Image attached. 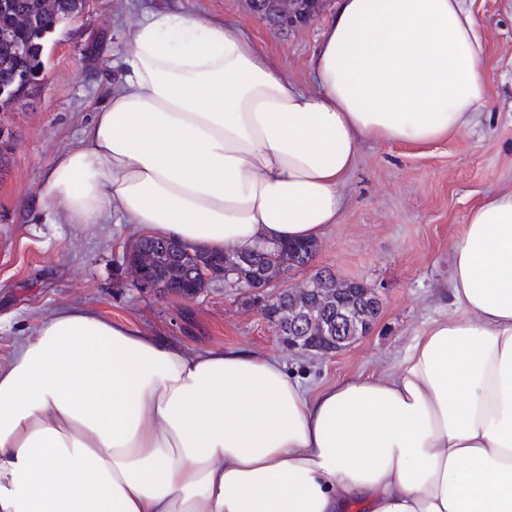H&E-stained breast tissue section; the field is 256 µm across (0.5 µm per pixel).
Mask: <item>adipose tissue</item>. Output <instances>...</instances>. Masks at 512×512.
I'll use <instances>...</instances> for the list:
<instances>
[{"mask_svg": "<svg viewBox=\"0 0 512 512\" xmlns=\"http://www.w3.org/2000/svg\"><path fill=\"white\" fill-rule=\"evenodd\" d=\"M125 38L39 204L202 251L319 240L361 141L463 132L488 96L467 0H338L312 91L221 21L157 12ZM448 263L453 315L316 391L271 357L58 309L0 368V512H512V187Z\"/></svg>", "mask_w": 512, "mask_h": 512, "instance_id": "obj_1", "label": "adipose tissue"}]
</instances>
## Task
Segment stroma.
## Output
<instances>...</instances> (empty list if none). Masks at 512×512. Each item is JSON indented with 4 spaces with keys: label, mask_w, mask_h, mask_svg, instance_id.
Here are the masks:
<instances>
[{
    "label": "stroma",
    "mask_w": 512,
    "mask_h": 512,
    "mask_svg": "<svg viewBox=\"0 0 512 512\" xmlns=\"http://www.w3.org/2000/svg\"><path fill=\"white\" fill-rule=\"evenodd\" d=\"M336 8L325 0L316 20L279 29L255 17L246 0H85L81 14L57 27L45 51L36 96L0 112L12 135L0 177V366L38 321L67 306L93 310L163 337L189 353L241 348L278 359L316 390L396 364L432 320L453 314L448 253L468 210L512 186V0H472L488 49L483 74L489 98L478 125L423 145L360 144L330 225L309 267L373 288L382 309L369 336L329 355L288 350L253 303L210 283L187 301L140 288L127 274L129 225L45 223L37 203L44 167L78 144L116 82L128 52L124 30L152 11H180L243 29L298 85H312L310 60Z\"/></svg>",
    "instance_id": "stroma-1"
}]
</instances>
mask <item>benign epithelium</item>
<instances>
[{"mask_svg":"<svg viewBox=\"0 0 512 512\" xmlns=\"http://www.w3.org/2000/svg\"><path fill=\"white\" fill-rule=\"evenodd\" d=\"M324 0H250L253 11L262 18L277 19L278 26L295 28L306 25L318 17ZM147 236L138 238L128 249L127 268L136 283L160 295L166 294L164 285L145 276L143 266L148 252ZM250 265L246 255L224 250L220 263L196 261L191 292L179 293L186 300H194L216 280L224 281L227 288H236L248 296L263 317L277 329L288 349L293 351L329 354L339 352L369 335L381 308L378 293L368 287L359 289L360 298L368 302L366 312L342 301L341 295L353 286L351 282L336 285L332 290L315 288L308 280L283 290L277 287L276 277L267 271L243 276L244 267ZM336 302V318L325 320L321 309Z\"/></svg>","mask_w":512,"mask_h":512,"instance_id":"7a95c632","label":"benign epithelium"}]
</instances>
